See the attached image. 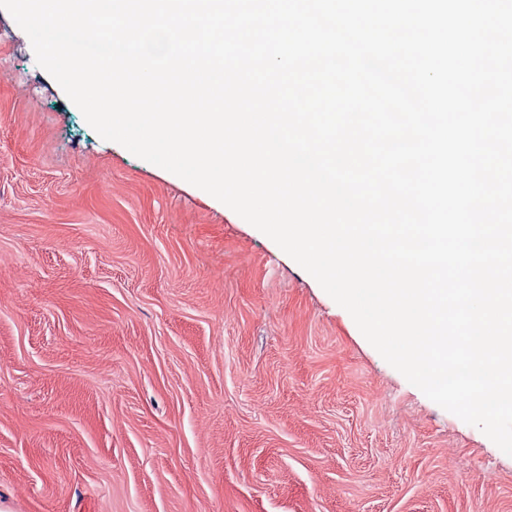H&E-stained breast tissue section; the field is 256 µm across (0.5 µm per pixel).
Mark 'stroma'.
<instances>
[{
	"label": "stroma",
	"mask_w": 512,
	"mask_h": 512,
	"mask_svg": "<svg viewBox=\"0 0 512 512\" xmlns=\"http://www.w3.org/2000/svg\"><path fill=\"white\" fill-rule=\"evenodd\" d=\"M0 501L512 512V456L270 238L101 138L0 9Z\"/></svg>",
	"instance_id": "35a3bbf8"
}]
</instances>
